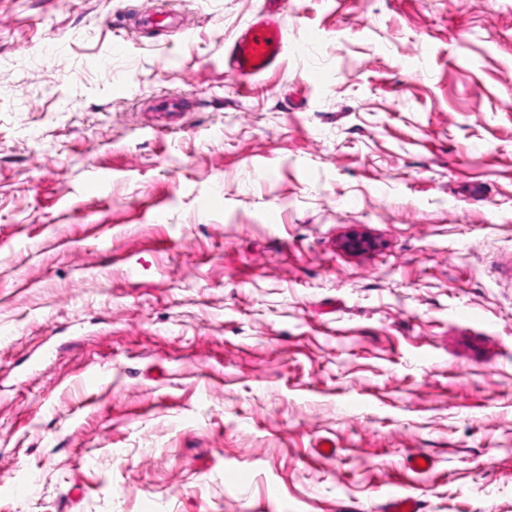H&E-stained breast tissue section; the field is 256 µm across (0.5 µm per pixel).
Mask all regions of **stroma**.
I'll return each instance as SVG.
<instances>
[{"instance_id": "1", "label": "stroma", "mask_w": 512, "mask_h": 512, "mask_svg": "<svg viewBox=\"0 0 512 512\" xmlns=\"http://www.w3.org/2000/svg\"><path fill=\"white\" fill-rule=\"evenodd\" d=\"M262 5L0 0V512H512V0ZM285 0H266L264 8L242 28L227 49L224 65L244 89L275 68L285 52L283 29L277 18L279 4Z\"/></svg>"}]
</instances>
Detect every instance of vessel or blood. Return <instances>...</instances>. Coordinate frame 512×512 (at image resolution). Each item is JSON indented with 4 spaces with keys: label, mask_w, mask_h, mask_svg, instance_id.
<instances>
[{
    "label": "vessel or blood",
    "mask_w": 512,
    "mask_h": 512,
    "mask_svg": "<svg viewBox=\"0 0 512 512\" xmlns=\"http://www.w3.org/2000/svg\"><path fill=\"white\" fill-rule=\"evenodd\" d=\"M283 0H265L263 9L242 28L224 57V65L240 87H248L275 68L285 52L277 7Z\"/></svg>",
    "instance_id": "vessel-or-blood-1"
}]
</instances>
